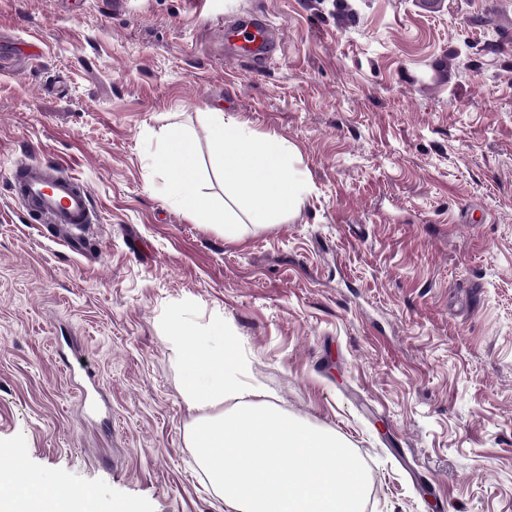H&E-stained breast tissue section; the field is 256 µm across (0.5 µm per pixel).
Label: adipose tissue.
I'll use <instances>...</instances> for the list:
<instances>
[{
    "label": "adipose tissue",
    "instance_id": "adipose-tissue-1",
    "mask_svg": "<svg viewBox=\"0 0 512 512\" xmlns=\"http://www.w3.org/2000/svg\"><path fill=\"white\" fill-rule=\"evenodd\" d=\"M184 317L168 327L182 373V398L193 417L185 430L197 466L230 512H363L364 476L350 448L326 432L293 423L224 360V323L208 324L186 346ZM293 460L283 469L281 460ZM6 512H94L90 490L63 487L44 500L28 467H0Z\"/></svg>",
    "mask_w": 512,
    "mask_h": 512
}]
</instances>
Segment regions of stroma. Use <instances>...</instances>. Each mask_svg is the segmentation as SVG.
<instances>
[{"mask_svg":"<svg viewBox=\"0 0 512 512\" xmlns=\"http://www.w3.org/2000/svg\"><path fill=\"white\" fill-rule=\"evenodd\" d=\"M347 4L0 0V458L43 493L225 512L185 442L183 310L350 448L365 512H512V0ZM253 16L260 67L224 56ZM212 112L296 147V216L229 238L162 194L144 139L177 123L223 198ZM32 161L89 187L83 253L16 197ZM239 40L241 45L237 44ZM273 41L274 37L265 21L255 17L241 22L235 31L224 30V50L235 57L242 51L257 60L265 61L271 54Z\"/></svg>","mask_w":512,"mask_h":512,"instance_id":"35a3bbf8","label":"stroma"}]
</instances>
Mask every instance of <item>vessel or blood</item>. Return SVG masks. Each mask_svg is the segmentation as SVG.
Here are the masks:
<instances>
[{"mask_svg":"<svg viewBox=\"0 0 512 512\" xmlns=\"http://www.w3.org/2000/svg\"><path fill=\"white\" fill-rule=\"evenodd\" d=\"M273 41L265 21L255 17L224 34L228 54L244 52L260 61L270 56ZM12 177L17 194L38 220L69 229L96 223L89 190L66 167L50 173L41 164L28 163L14 170Z\"/></svg>","mask_w":512,"mask_h":512,"instance_id":"1","label":"vessel or blood"}]
</instances>
